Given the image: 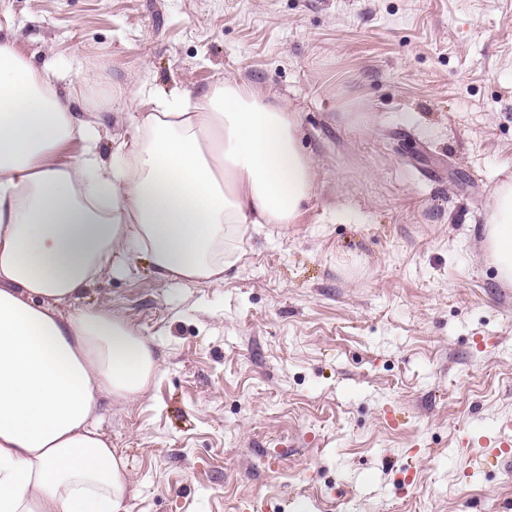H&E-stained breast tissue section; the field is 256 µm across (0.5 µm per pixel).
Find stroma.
<instances>
[{"mask_svg": "<svg viewBox=\"0 0 512 512\" xmlns=\"http://www.w3.org/2000/svg\"><path fill=\"white\" fill-rule=\"evenodd\" d=\"M55 61L99 150L130 115L226 80L299 115L317 185L296 224L250 226L216 283L138 257L81 303L158 370L99 427L128 512H503L512 470L461 453L512 419V288L486 259L512 181V0H0Z\"/></svg>", "mask_w": 512, "mask_h": 512, "instance_id": "stroma-1", "label": "stroma"}]
</instances>
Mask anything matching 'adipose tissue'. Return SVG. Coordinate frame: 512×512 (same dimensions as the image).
<instances>
[{"instance_id":"obj_1","label":"adipose tissue","mask_w":512,"mask_h":512,"mask_svg":"<svg viewBox=\"0 0 512 512\" xmlns=\"http://www.w3.org/2000/svg\"><path fill=\"white\" fill-rule=\"evenodd\" d=\"M62 80L0 39V512H128L101 401L135 399L158 363L123 318L79 298L141 255L166 281L221 280L250 225L299 222L315 164L297 113L227 80L135 113L111 165ZM485 238L511 287V182L494 191Z\"/></svg>"}]
</instances>
